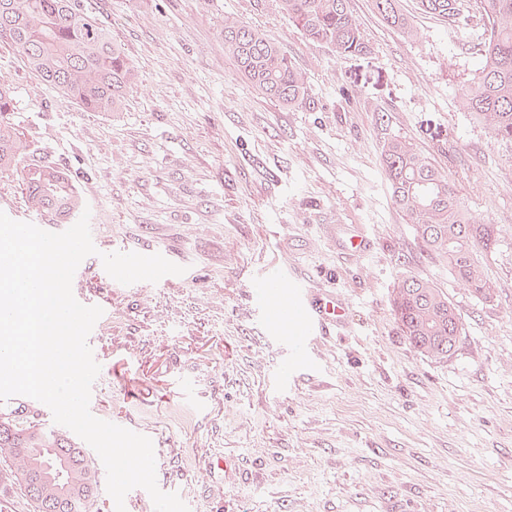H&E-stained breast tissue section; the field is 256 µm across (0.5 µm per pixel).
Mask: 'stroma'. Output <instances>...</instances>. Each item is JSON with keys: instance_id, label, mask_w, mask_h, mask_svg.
<instances>
[{"instance_id": "stroma-1", "label": "stroma", "mask_w": 512, "mask_h": 512, "mask_svg": "<svg viewBox=\"0 0 512 512\" xmlns=\"http://www.w3.org/2000/svg\"><path fill=\"white\" fill-rule=\"evenodd\" d=\"M83 2L134 66L122 111L81 109L6 44L0 81L34 159L73 176L93 239L187 269L119 288L83 260L79 288L105 309L91 413L154 440L158 486L189 512H512V144L457 108L477 68L475 22L448 29L400 0L411 41L371 0H351L369 50L339 58L276 0ZM228 15L306 72L313 105L284 107L241 76L221 35ZM393 136L498 226L494 302L470 296L394 205L382 167ZM343 226L372 248L346 255ZM269 265L346 301L344 325L307 354L256 302ZM404 273L460 313L448 362L419 355L394 321Z\"/></svg>"}]
</instances>
